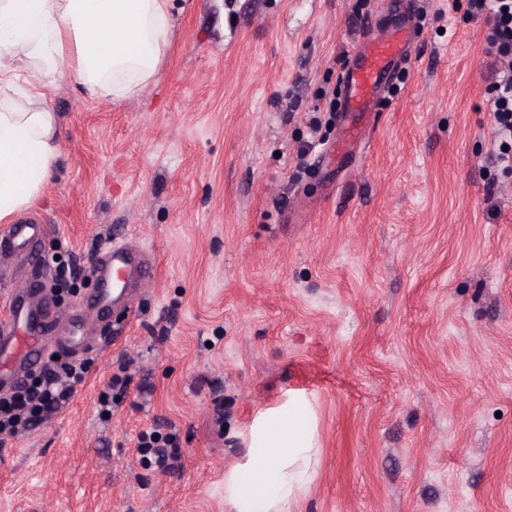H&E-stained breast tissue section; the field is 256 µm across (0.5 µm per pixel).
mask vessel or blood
<instances>
[{
	"label": "vessel or blood",
	"mask_w": 512,
	"mask_h": 512,
	"mask_svg": "<svg viewBox=\"0 0 512 512\" xmlns=\"http://www.w3.org/2000/svg\"><path fill=\"white\" fill-rule=\"evenodd\" d=\"M413 43L412 27L406 24L355 51L352 67L342 76L337 151L360 139L366 120L380 110V94L389 83L393 62ZM46 230L35 218L11 225L7 235L0 237V265L38 264L37 248ZM94 272L98 286L91 304L108 312L113 305L126 302L133 282L149 276L151 268L140 252L108 240L99 247ZM93 341L81 315L61 319L37 280H30L25 291L12 295L8 315L0 321V390L20 385L31 370L45 366L55 353L84 354Z\"/></svg>",
	"instance_id": "b4317fda"
}]
</instances>
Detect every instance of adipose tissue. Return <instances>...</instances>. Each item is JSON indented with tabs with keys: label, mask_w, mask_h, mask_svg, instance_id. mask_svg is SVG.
I'll list each match as a JSON object with an SVG mask.
<instances>
[{
	"label": "adipose tissue",
	"mask_w": 512,
	"mask_h": 512,
	"mask_svg": "<svg viewBox=\"0 0 512 512\" xmlns=\"http://www.w3.org/2000/svg\"><path fill=\"white\" fill-rule=\"evenodd\" d=\"M171 27V0H0V88L15 90L0 107V219L36 203L58 156L47 79L67 72L90 94H133L155 79ZM245 441L225 501L232 512H288L317 465L309 405L262 412Z\"/></svg>",
	"instance_id": "1"
}]
</instances>
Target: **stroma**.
I'll use <instances>...</instances> for the list:
<instances>
[{
    "label": "stroma",
    "instance_id": "1",
    "mask_svg": "<svg viewBox=\"0 0 512 512\" xmlns=\"http://www.w3.org/2000/svg\"><path fill=\"white\" fill-rule=\"evenodd\" d=\"M399 2L172 0L149 86H47L60 151L31 211L56 306L91 293L56 262L108 238L153 274L89 312L102 346L70 403L0 440V512H231L243 432L292 395L318 464L289 512H512V168L467 0H424L354 171L315 161L351 51ZM154 430L178 438L166 472ZM148 439V441H147ZM172 439L173 437H169L164 439L163 443L160 444L161 438L155 437V436H149L148 438L145 437L142 443L141 448H154L153 449V456L155 458L154 463L157 466L158 469H170L173 465V463H170V461L174 462V454L170 453L168 451L169 448H172Z\"/></svg>",
    "mask_w": 512,
    "mask_h": 512
}]
</instances>
